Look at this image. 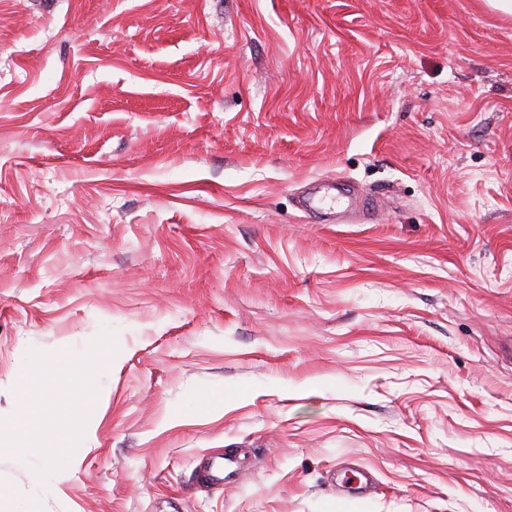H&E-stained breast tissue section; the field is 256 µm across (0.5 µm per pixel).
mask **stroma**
Segmentation results:
<instances>
[{
	"label": "stroma",
	"mask_w": 512,
	"mask_h": 512,
	"mask_svg": "<svg viewBox=\"0 0 512 512\" xmlns=\"http://www.w3.org/2000/svg\"><path fill=\"white\" fill-rule=\"evenodd\" d=\"M105 327L45 512H512V16L0 0V419Z\"/></svg>",
	"instance_id": "1"
}]
</instances>
